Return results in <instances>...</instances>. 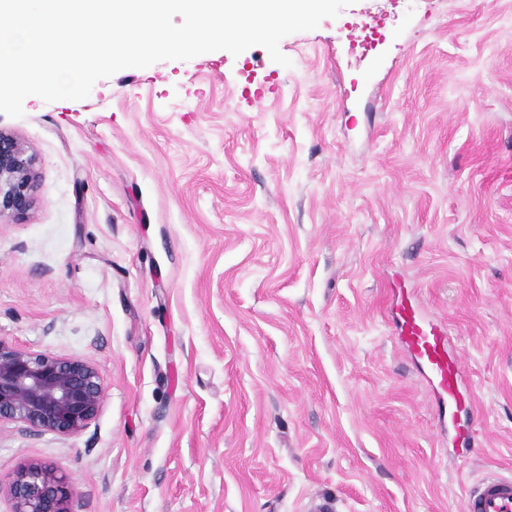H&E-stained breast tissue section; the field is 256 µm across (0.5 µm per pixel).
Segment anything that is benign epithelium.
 Here are the masks:
<instances>
[{
    "label": "benign epithelium",
    "mask_w": 512,
    "mask_h": 512,
    "mask_svg": "<svg viewBox=\"0 0 512 512\" xmlns=\"http://www.w3.org/2000/svg\"><path fill=\"white\" fill-rule=\"evenodd\" d=\"M38 162L17 135L0 130V221L20 220L35 207ZM105 388L96 367L0 342V423L70 436L98 415ZM73 481L42 465L22 468L6 488L14 512H71Z\"/></svg>",
    "instance_id": "1"
}]
</instances>
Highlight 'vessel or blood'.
Instances as JSON below:
<instances>
[{"instance_id": "1", "label": "vessel or blood", "mask_w": 512, "mask_h": 512, "mask_svg": "<svg viewBox=\"0 0 512 512\" xmlns=\"http://www.w3.org/2000/svg\"><path fill=\"white\" fill-rule=\"evenodd\" d=\"M401 319L408 349L426 367L441 397L457 402L460 364L449 358L444 337L428 327L411 307L403 308ZM464 512H512V477L491 475L473 483L464 502Z\"/></svg>"}]
</instances>
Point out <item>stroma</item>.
Here are the masks:
<instances>
[{"mask_svg":"<svg viewBox=\"0 0 512 512\" xmlns=\"http://www.w3.org/2000/svg\"><path fill=\"white\" fill-rule=\"evenodd\" d=\"M279 48L291 67L221 50L0 114L41 175L0 222V341L105 385L79 434L0 425L1 485L42 464L72 512H463L512 474V0H355ZM404 302L461 406L402 345ZM401 319L402 338L406 346L426 367L441 397H446L448 404L457 403L460 395V364L448 357L445 337L428 327L409 306L403 308Z\"/></svg>","mask_w":512,"mask_h":512,"instance_id":"35a3bbf8","label":"stroma"}]
</instances>
